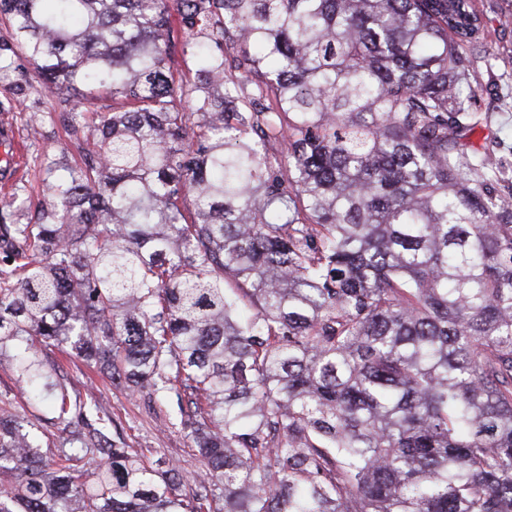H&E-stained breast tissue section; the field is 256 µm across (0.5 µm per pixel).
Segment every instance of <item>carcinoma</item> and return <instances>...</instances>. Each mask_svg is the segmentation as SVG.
<instances>
[{
    "mask_svg": "<svg viewBox=\"0 0 512 512\" xmlns=\"http://www.w3.org/2000/svg\"><path fill=\"white\" fill-rule=\"evenodd\" d=\"M0 18V76L24 55L70 134L96 132L67 174L45 166L60 211L0 206V355L66 344L172 404L213 486L179 492L54 383L57 458L0 414V512H512V192L465 142L492 121L472 0H0ZM19 370L45 378L38 351Z\"/></svg>",
    "mask_w": 512,
    "mask_h": 512,
    "instance_id": "obj_1",
    "label": "carcinoma"
}]
</instances>
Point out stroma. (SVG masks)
<instances>
[{
	"instance_id": "stroma-1",
	"label": "stroma",
	"mask_w": 512,
	"mask_h": 512,
	"mask_svg": "<svg viewBox=\"0 0 512 512\" xmlns=\"http://www.w3.org/2000/svg\"><path fill=\"white\" fill-rule=\"evenodd\" d=\"M476 2L485 14L477 51L489 59L475 73L476 106L481 110L493 108L494 114L491 125L476 129L468 140L474 147H489L491 160L501 174L492 189L504 193L512 187V22L504 19L512 8L506 0ZM15 64L24 74V90L0 82V101L14 105L13 111L0 112V126L9 127L23 148L22 172L14 184L24 189L34 205L55 210L59 203L46 187L42 163L51 159L75 165L80 161L79 151L68 130L53 121L55 100L33 67L21 58ZM26 347V341H11L7 353L0 356V411L35 423L52 441L63 426L50 399L35 398L17 373V358ZM48 358L57 364L52 378L70 382L88 403L97 405L99 415L111 417V437L120 438L146 462L160 460L177 468L185 488L207 484L208 472L197 459L195 444L188 431L175 423L168 404L145 402L139 393L112 384L106 374L82 360L63 359L59 351L49 352Z\"/></svg>"
}]
</instances>
